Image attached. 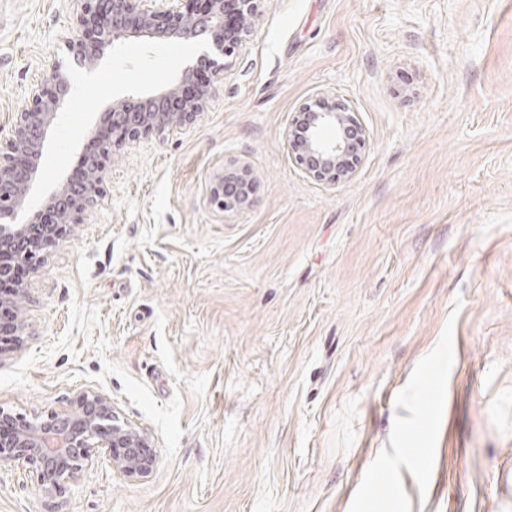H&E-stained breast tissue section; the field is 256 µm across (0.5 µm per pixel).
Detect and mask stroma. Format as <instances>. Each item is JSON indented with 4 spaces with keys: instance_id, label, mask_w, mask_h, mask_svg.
I'll return each instance as SVG.
<instances>
[{
    "instance_id": "1",
    "label": "stroma",
    "mask_w": 512,
    "mask_h": 512,
    "mask_svg": "<svg viewBox=\"0 0 512 512\" xmlns=\"http://www.w3.org/2000/svg\"><path fill=\"white\" fill-rule=\"evenodd\" d=\"M71 0H0V135L71 32ZM203 37L83 70L25 221L102 112L153 95ZM197 120L106 158L101 193L0 324V408L109 395L160 455L46 498L0 468V512H512V0H266ZM366 134L328 186L285 146L317 91ZM255 191L224 212L219 177Z\"/></svg>"
}]
</instances>
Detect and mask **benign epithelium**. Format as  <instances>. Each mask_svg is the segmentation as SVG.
Here are the masks:
<instances>
[{
  "label": "benign epithelium",
  "mask_w": 512,
  "mask_h": 512,
  "mask_svg": "<svg viewBox=\"0 0 512 512\" xmlns=\"http://www.w3.org/2000/svg\"><path fill=\"white\" fill-rule=\"evenodd\" d=\"M73 31L64 45L79 65L94 68L104 50L136 36L194 38L206 35L202 61L184 69L164 91L135 99H117L102 113V125L86 146L89 173L76 188L67 183L49 204L59 206V228L39 238L31 226L17 224L31 188L39 178V159L47 131L73 97V82L63 62L47 61L48 76L31 85L24 107L15 113L8 137L0 142V252L39 263L41 254L83 220L101 191L103 159L149 135L182 129L205 111L230 67L241 64L263 0H77ZM288 151L301 168L328 185L355 175L365 133L356 113L319 93L295 113L285 133ZM238 176H222L212 191L222 211L240 206L228 190ZM74 410L44 420L28 419L0 408V466L21 465L35 474L45 496L54 497L78 481L83 468L97 461L125 479H145L159 455L151 432L122 417L112 398L96 390L77 395Z\"/></svg>",
  "instance_id": "7a95c632"
}]
</instances>
